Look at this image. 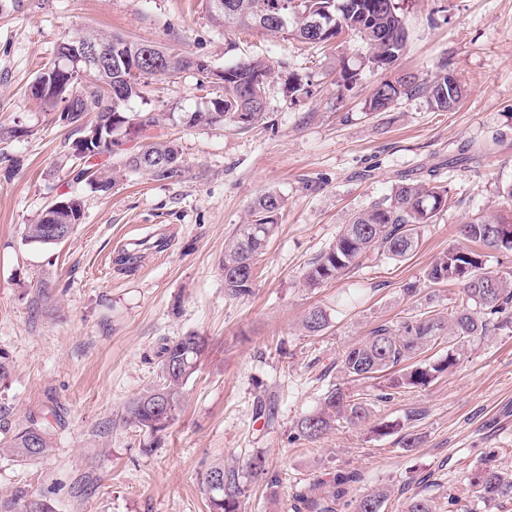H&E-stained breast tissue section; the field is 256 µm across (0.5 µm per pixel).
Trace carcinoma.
<instances>
[{"mask_svg": "<svg viewBox=\"0 0 512 512\" xmlns=\"http://www.w3.org/2000/svg\"><path fill=\"white\" fill-rule=\"evenodd\" d=\"M288 2V9L281 8ZM208 16L216 24L235 31L262 29L282 34L311 45L328 44L345 32H352L368 46V62L384 67L396 61L406 47L402 22V0H203ZM112 42V61L103 68L90 70L89 78L78 86L67 81L66 72L75 59L70 46L78 41ZM148 45L119 36L109 39L84 33L61 42L55 58L45 65L33 82L48 85V93L38 101L57 114L56 122L74 124L93 113L109 120L112 135L123 137L135 128L146 133L156 123L148 112H130L128 105L144 99V87L157 74H177L193 68V57L173 49L160 54H145ZM273 64L258 59H240L216 74L221 91L205 95V108L181 115L191 127L206 128L216 123L246 127L264 117L263 90ZM260 74L263 80H255ZM464 88L442 65L427 82L408 74L395 82L381 83L366 100L370 112L385 111L401 98L424 96L438 111L453 109L463 96ZM75 93V109L61 111L65 98ZM144 150L145 161L138 165L136 154L129 155L124 169L147 174L152 179H171L161 166L183 164L181 151L172 141H149ZM97 183H89L94 191H107L122 177L117 168L103 166L94 172ZM449 189L434 180L420 181L404 175L389 194L367 207L353 212L342 225L334 241L303 274L304 286L319 288L340 279L361 265L376 260L402 261L417 248L423 229L435 223L438 215L448 209ZM74 198L61 193L56 198L66 206L53 211L55 222L69 224L84 209L69 205ZM284 199L276 192H267L254 200L246 223L236 226L234 235L224 246L220 271L224 272V292L232 298H243L253 292L255 264L278 230V215ZM463 243L451 246L427 272L430 283H456L462 287L460 301L449 315L429 310L416 319L396 324L381 323L364 340L346 349L341 359L342 372L353 380L371 378L392 371L387 388L426 387L441 374L452 369L463 356L464 347L473 339L487 336L494 330L512 328V272L490 271L482 253L472 249L474 243L487 248L512 249V209L489 216H479L459 228ZM25 240L36 245H53L45 232V213L26 225ZM54 300L53 286L44 280L36 288L30 307L41 311ZM309 333L317 334L327 325V314L314 307L303 320ZM448 333L454 343L448 353L433 363L416 358L437 344ZM205 337L196 334L165 341L157 353L158 383L150 386L125 406L124 420L145 430L161 441L162 434L175 418L188 379L195 373L205 353ZM371 416L366 403L348 396L340 388L328 392L321 408L297 422L298 434L315 440L324 435L336 420L364 422ZM52 450L50 433L36 420L14 431L6 451L20 462L45 457ZM358 481L356 473L340 471L334 475L329 489L317 493L314 484L295 494V512H335L336 501L349 493ZM482 497L492 500L512 493V477L493 467H485L473 477ZM209 512H241L245 488L238 470L222 463L209 467L203 476ZM388 491L377 488L349 501L352 512H383ZM21 512H52L47 501L38 497H21Z\"/></svg>", "mask_w": 512, "mask_h": 512, "instance_id": "carcinoma-1", "label": "carcinoma"}]
</instances>
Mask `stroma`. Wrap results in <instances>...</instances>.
<instances>
[{
    "mask_svg": "<svg viewBox=\"0 0 512 512\" xmlns=\"http://www.w3.org/2000/svg\"><path fill=\"white\" fill-rule=\"evenodd\" d=\"M402 17L406 50L376 69L353 34L327 47L256 29L241 35L214 25L201 0H0V126L16 130L0 141V443L33 418L53 441L35 461L0 452V512H19L21 491L53 512H207L202 476L218 460L247 488L242 512H292L296 492L340 470L359 477L351 496L387 488L385 512L417 494L434 512H512V499L485 501L472 484L487 464L512 471V331L471 342L455 368L385 402L381 380L353 381L339 367L376 324L451 310L460 286H430L425 272L459 243L461 224L503 210L499 190L512 184V0H409ZM90 30L175 48L214 70L268 58L264 119L187 126L181 114L203 105L199 74L156 75L132 108L158 118L151 135L179 145L183 177L129 171L109 192L91 191L66 167L78 131L55 123L29 91L57 44ZM443 61L465 88L454 109L416 96L367 110L381 82L430 79ZM346 69L358 74L350 89ZM292 72L307 89L294 103ZM494 137L495 154L462 162L463 146ZM432 165L451 188L448 210L409 259L303 286L352 212L389 194L398 175ZM268 191L285 200L278 232L257 261L252 295L230 298L218 268L224 245ZM64 192L84 201L73 235L25 242V225ZM45 278L55 300L31 313ZM315 306L328 322L313 335L301 320ZM189 333L204 336L207 350L156 448L123 421V408L155 380L160 339ZM335 386L369 404L370 424L340 420L317 440L298 437V420ZM374 422L388 432L372 433ZM407 432L419 438L411 450L401 443ZM258 454L278 486L247 470Z\"/></svg>",
    "mask_w": 512,
    "mask_h": 512,
    "instance_id": "obj_1",
    "label": "stroma"
}]
</instances>
